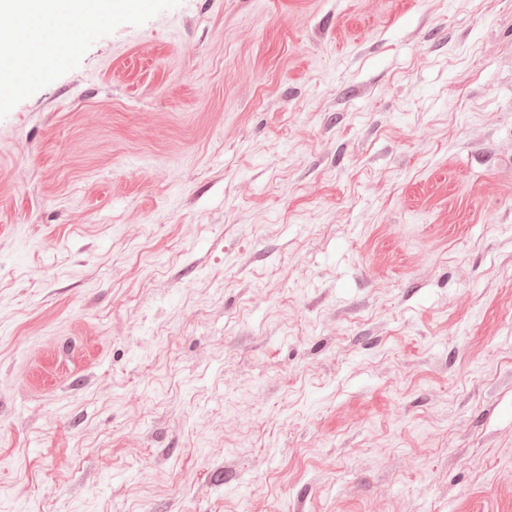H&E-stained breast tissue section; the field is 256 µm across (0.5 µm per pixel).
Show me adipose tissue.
I'll list each match as a JSON object with an SVG mask.
<instances>
[{"label":"adipose tissue","instance_id":"ef3b65f1","mask_svg":"<svg viewBox=\"0 0 512 512\" xmlns=\"http://www.w3.org/2000/svg\"><path fill=\"white\" fill-rule=\"evenodd\" d=\"M53 10L54 0H0V12H9L16 21L15 27L0 31L9 68L36 78L59 61L56 34L48 25Z\"/></svg>","mask_w":512,"mask_h":512}]
</instances>
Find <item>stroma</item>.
I'll return each mask as SVG.
<instances>
[{
    "instance_id": "stroma-1",
    "label": "stroma",
    "mask_w": 512,
    "mask_h": 512,
    "mask_svg": "<svg viewBox=\"0 0 512 512\" xmlns=\"http://www.w3.org/2000/svg\"><path fill=\"white\" fill-rule=\"evenodd\" d=\"M0 92V512H512V0H113Z\"/></svg>"
}]
</instances>
